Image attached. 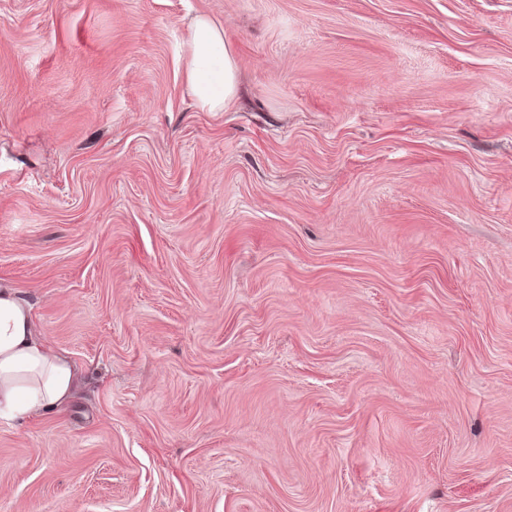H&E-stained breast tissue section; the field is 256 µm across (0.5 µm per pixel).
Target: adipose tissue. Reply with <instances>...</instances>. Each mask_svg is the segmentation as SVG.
<instances>
[{
  "instance_id": "1",
  "label": "adipose tissue",
  "mask_w": 512,
  "mask_h": 512,
  "mask_svg": "<svg viewBox=\"0 0 512 512\" xmlns=\"http://www.w3.org/2000/svg\"><path fill=\"white\" fill-rule=\"evenodd\" d=\"M185 81L205 112L228 109L236 96L238 63L224 30L206 16L189 26ZM78 380L72 362L54 353L35 326L28 302L0 288V418L32 420L64 406Z\"/></svg>"
}]
</instances>
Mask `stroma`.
Instances as JSON below:
<instances>
[{
  "instance_id": "stroma-1",
  "label": "stroma",
  "mask_w": 512,
  "mask_h": 512,
  "mask_svg": "<svg viewBox=\"0 0 512 512\" xmlns=\"http://www.w3.org/2000/svg\"><path fill=\"white\" fill-rule=\"evenodd\" d=\"M0 286V512H512V0H0ZM185 81L196 106L204 112H223L236 96L238 63L224 40V29L207 16L189 26ZM77 380L72 362L37 331L28 302L0 288V418L32 420L62 407Z\"/></svg>"
}]
</instances>
